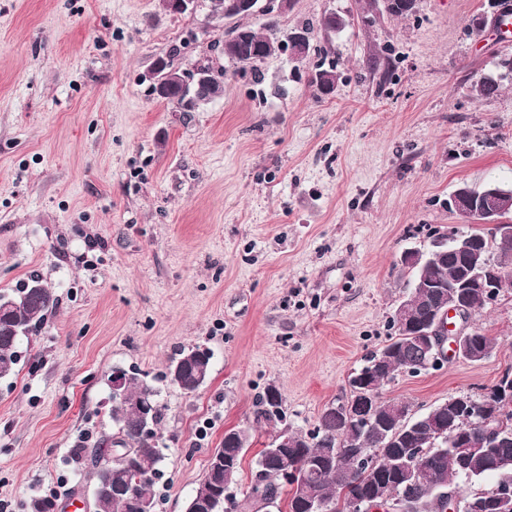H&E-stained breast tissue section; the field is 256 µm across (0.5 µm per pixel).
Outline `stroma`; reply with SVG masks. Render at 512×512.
<instances>
[{
    "label": "stroma",
    "instance_id": "1",
    "mask_svg": "<svg viewBox=\"0 0 512 512\" xmlns=\"http://www.w3.org/2000/svg\"><path fill=\"white\" fill-rule=\"evenodd\" d=\"M487 8L417 0L364 27L363 0H292L273 22L310 27L315 52L270 57L257 82L225 58L211 0L183 14L162 0H0V292L38 276L57 297L0 378L7 512L51 488L94 512L96 471L74 453L85 431L116 432V368L162 406L156 512H183L237 427L251 430L240 512H277L249 496L274 430L260 395L275 386L288 426L313 431L392 332L411 279L401 253L462 225L458 186H512V86L473 89L512 51L496 26L472 33ZM329 13L342 31L322 26ZM159 57L223 70V96L197 112L158 99ZM332 66L343 83L315 98L311 72ZM468 327L496 338L491 357L400 374L383 397L422 412L493 386L512 367V289ZM196 345L211 375L187 394L167 369Z\"/></svg>",
    "mask_w": 512,
    "mask_h": 512
}]
</instances>
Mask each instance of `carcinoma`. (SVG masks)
Returning a JSON list of instances; mask_svg holds the SVG:
<instances>
[{
	"label": "carcinoma",
	"instance_id": "obj_1",
	"mask_svg": "<svg viewBox=\"0 0 512 512\" xmlns=\"http://www.w3.org/2000/svg\"><path fill=\"white\" fill-rule=\"evenodd\" d=\"M237 28L243 44L224 43V56L259 81V65L276 54L275 45L270 43L274 28L260 32L240 22ZM341 79V73L334 67L322 70L315 85L316 95H321L324 86L336 88ZM508 81L512 82V53L499 55L494 70L480 76L474 90L479 97H493ZM165 99L184 112L199 109L176 82L169 84ZM457 267L456 259L450 255L433 268L432 274L440 280L453 281ZM428 297L424 288L411 289L407 303L412 316H427ZM56 303L53 289L37 276L14 295L0 293V378L12 375L19 362L17 348L22 337L15 334V329L23 327L31 333ZM496 346L495 339L479 332L469 344L466 361L476 364L475 351L485 350L490 356ZM198 350L197 346L184 349L174 360L181 367L179 389L187 394L197 391L211 374V357L200 361ZM425 356L424 346L412 337L395 333L387 337L351 374L352 394L347 401L334 410L325 409L310 436L290 433L294 455L288 461L299 471L301 487L284 490L277 478L279 463L274 461L264 468L258 467L251 493H256L261 485L274 497L276 505L282 492H287L288 512H311L317 501L327 512H351L353 502L370 500H399L409 512H446L448 502L438 497L442 488L460 492L465 485L488 476L494 477L497 485L507 478L512 480V439L508 436L512 433V393L501 395L493 389L479 397L450 395L418 413L410 402L385 399L378 392L404 366L419 363ZM127 389L129 401L112 407L118 437L97 443L90 455L102 453L113 444L120 447V452L132 455L140 470L130 475L113 463L97 473L96 482L109 483L112 496L96 506V512H133L126 498L129 489L145 501L155 503L158 499L157 479L164 455L157 439L140 433L141 413L131 405L135 398L153 396L155 392L137 377L128 378ZM259 406V417L264 420H284L282 397L271 399L265 392L259 397ZM348 419L359 426L347 425ZM484 421L502 430V438L494 444L486 441ZM250 439L246 429L224 432L220 451L224 453V464L234 469L235 479ZM222 484L224 468L208 461L205 475L190 498L194 512H235L239 507L235 492L224 496L223 504L217 499V489Z\"/></svg>",
	"mask_w": 512,
	"mask_h": 512
}]
</instances>
